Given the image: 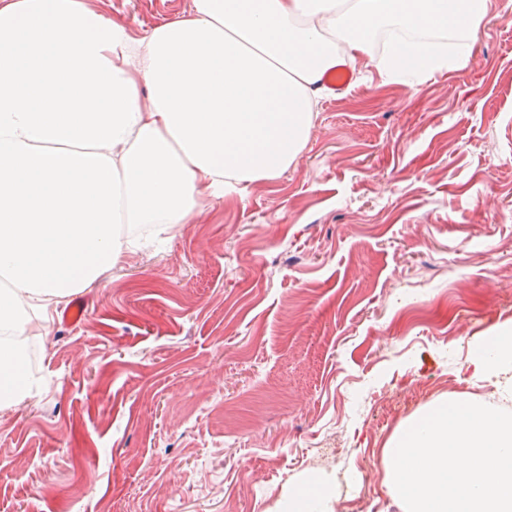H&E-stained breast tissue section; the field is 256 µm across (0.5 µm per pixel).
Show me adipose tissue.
Masks as SVG:
<instances>
[{
    "mask_svg": "<svg viewBox=\"0 0 512 512\" xmlns=\"http://www.w3.org/2000/svg\"><path fill=\"white\" fill-rule=\"evenodd\" d=\"M495 0H191L140 37L84 0H0V407L30 399L32 311L132 250L120 224H184L292 167L324 73L360 62L417 87L461 70ZM456 39L433 55L425 36ZM512 387V328L475 352Z\"/></svg>",
    "mask_w": 512,
    "mask_h": 512,
    "instance_id": "adipose-tissue-1",
    "label": "adipose tissue"
}]
</instances>
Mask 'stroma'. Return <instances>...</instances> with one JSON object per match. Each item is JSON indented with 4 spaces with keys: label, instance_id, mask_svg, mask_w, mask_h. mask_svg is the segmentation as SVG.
Returning <instances> with one entry per match:
<instances>
[{
    "label": "stroma",
    "instance_id": "35a3bbf8",
    "mask_svg": "<svg viewBox=\"0 0 512 512\" xmlns=\"http://www.w3.org/2000/svg\"><path fill=\"white\" fill-rule=\"evenodd\" d=\"M132 35L191 0H85ZM280 178L205 203L31 342L0 409V512H403L382 450L455 395L512 411L476 345L512 327V7L418 87L352 68Z\"/></svg>",
    "mask_w": 512,
    "mask_h": 512
}]
</instances>
